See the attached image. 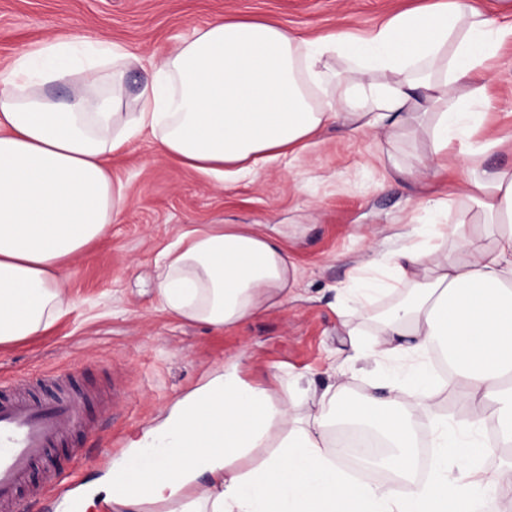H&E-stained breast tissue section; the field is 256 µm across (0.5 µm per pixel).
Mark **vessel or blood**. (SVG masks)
I'll return each mask as SVG.
<instances>
[{
    "mask_svg": "<svg viewBox=\"0 0 512 512\" xmlns=\"http://www.w3.org/2000/svg\"><path fill=\"white\" fill-rule=\"evenodd\" d=\"M7 393L0 394V512H16L21 490L39 496L43 487L69 482V475L46 467L43 486L33 485L31 472L45 463L50 451L72 431L88 430L79 413V397L69 391L64 377H56L57 392L42 400L25 394L27 380L7 381Z\"/></svg>",
    "mask_w": 512,
    "mask_h": 512,
    "instance_id": "1",
    "label": "vessel or blood"
}]
</instances>
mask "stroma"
<instances>
[{
  "label": "stroma",
  "instance_id": "1",
  "mask_svg": "<svg viewBox=\"0 0 512 512\" xmlns=\"http://www.w3.org/2000/svg\"><path fill=\"white\" fill-rule=\"evenodd\" d=\"M432 0H0V69L19 51L52 35L75 40L98 31L131 50L163 54L194 27L224 18L261 20L305 38L333 32L366 34L395 14ZM482 109L493 131L512 136V43L489 64ZM426 137L396 141L349 133L332 125L297 157L261 164L257 176L218 184L162 157L154 141L138 140L109 166L126 188V204L109 233L71 263L70 294L79 302L50 330L0 348V380L30 377L29 393L52 391L39 375H66L83 392L85 433L67 438L51 464L79 472L72 490L26 499L25 512H77V500L112 476L128 453V439L150 424L179 394L201 384L217 366L241 357L242 376L260 381L269 367L301 379L311 403L341 365L349 326L373 340L379 315L347 298L350 272L406 242H419L432 217L425 198L447 196V172L397 175L390 156L431 155ZM188 224H260L294 257L300 295L233 331L175 319L160 306L156 261ZM373 229L372 242L359 236Z\"/></svg>",
  "mask_w": 512,
  "mask_h": 512
}]
</instances>
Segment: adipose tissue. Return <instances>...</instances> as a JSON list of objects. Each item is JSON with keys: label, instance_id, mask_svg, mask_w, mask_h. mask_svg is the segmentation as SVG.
Wrapping results in <instances>:
<instances>
[{"label": "adipose tissue", "instance_id": "1", "mask_svg": "<svg viewBox=\"0 0 512 512\" xmlns=\"http://www.w3.org/2000/svg\"><path fill=\"white\" fill-rule=\"evenodd\" d=\"M512 22L498 23L471 0H438L394 15L365 37L306 39L260 21L216 20L194 28L169 53L141 59L97 33L47 39L0 71V346L51 328L73 305L71 260L105 237L126 201L106 160L143 136L159 152L224 181L259 163L300 154L328 126L429 135L432 157L400 166L411 175L432 163L453 170L451 211L410 244L354 269L349 294L370 311L375 296L409 289L382 318L354 360L394 363L380 394L353 398L336 372L308 411L299 382H247L240 361L212 371L129 443L100 500L104 512H462L479 501H512V461L483 468L488 422L512 444V168L472 172L501 139L486 132V72ZM347 66L337 80L330 58ZM149 81L128 89L129 68ZM74 86L58 100L57 84ZM299 286L281 241L258 224L184 227L161 253L157 289L164 311L218 331L280 309ZM451 357L447 382L424 359ZM412 396L400 402L397 392ZM467 408L465 421L441 415L442 389ZM429 417L431 476H417L415 413ZM363 425L388 441L380 466L393 481L350 479L334 431Z\"/></svg>", "mask_w": 512, "mask_h": 512}]
</instances>
